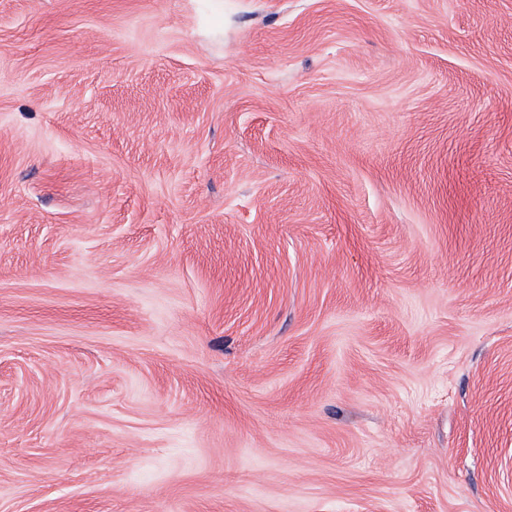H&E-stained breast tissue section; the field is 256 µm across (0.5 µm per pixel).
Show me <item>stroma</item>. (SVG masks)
Listing matches in <instances>:
<instances>
[{
    "label": "stroma",
    "mask_w": 512,
    "mask_h": 512,
    "mask_svg": "<svg viewBox=\"0 0 512 512\" xmlns=\"http://www.w3.org/2000/svg\"><path fill=\"white\" fill-rule=\"evenodd\" d=\"M0 512H512V0H0Z\"/></svg>",
    "instance_id": "35a3bbf8"
}]
</instances>
